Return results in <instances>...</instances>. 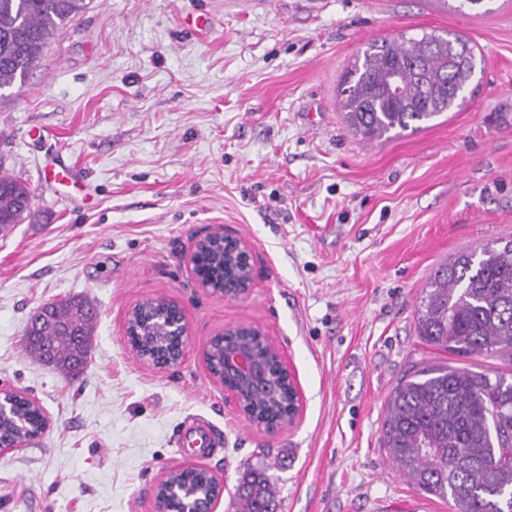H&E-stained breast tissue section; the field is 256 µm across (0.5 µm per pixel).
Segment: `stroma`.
<instances>
[{"label": "stroma", "mask_w": 512, "mask_h": 512, "mask_svg": "<svg viewBox=\"0 0 512 512\" xmlns=\"http://www.w3.org/2000/svg\"><path fill=\"white\" fill-rule=\"evenodd\" d=\"M90 0L28 80L0 98L5 170L35 194L0 234V384L51 421L0 456V512H156L174 467L208 469L235 512L242 473L265 469L277 512H448L411 484L382 438L411 364L441 362L414 315L454 253L512 240V0ZM456 32L477 67L462 106L367 143L340 108L368 42ZM75 181L48 190L51 166ZM248 241L246 300L201 288L186 256L215 226ZM69 296L100 310L83 374L25 349L31 310ZM179 302L181 365L157 370L125 342L128 309ZM248 322L289 357L301 421L248 424L202 351ZM222 438H185L188 420Z\"/></svg>", "instance_id": "1"}]
</instances>
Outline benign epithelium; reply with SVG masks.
<instances>
[{
	"instance_id": "7a95c632",
	"label": "benign epithelium",
	"mask_w": 512,
	"mask_h": 512,
	"mask_svg": "<svg viewBox=\"0 0 512 512\" xmlns=\"http://www.w3.org/2000/svg\"><path fill=\"white\" fill-rule=\"evenodd\" d=\"M208 235L224 241V271L221 285L215 292L230 300H245L249 297L253 283L252 253L249 244L241 237L218 226ZM208 242L200 238L194 242L188 254V266L192 277L201 287L212 288V280L204 268V248ZM159 329L173 336L176 342L174 359L161 363L143 353L137 346L130 349L145 364L158 369H171L182 363L186 356L188 325L183 308L174 304L173 315L161 318ZM224 337L223 366L212 372L224 389L235 399L241 416L265 434L274 436L285 428L295 426L303 414V394L293 366L284 352L256 326L237 323L224 327L219 332ZM274 366L276 376L288 385V416L274 425L252 421L251 408L246 406V397L255 394L260 397L275 393L277 386L269 380L268 366ZM213 493L197 498L194 493H185L189 506L185 512H216L224 494V483L211 475Z\"/></svg>"
}]
</instances>
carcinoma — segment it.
Returning <instances> with one entry per match:
<instances>
[{"label": "carcinoma", "mask_w": 512, "mask_h": 512, "mask_svg": "<svg viewBox=\"0 0 512 512\" xmlns=\"http://www.w3.org/2000/svg\"><path fill=\"white\" fill-rule=\"evenodd\" d=\"M87 6L86 0H0V91L22 85L58 36ZM476 70L474 48L462 35L375 40L354 65L341 90V108L366 142L423 129L449 111ZM26 181L0 164V231L31 214ZM88 300L70 297L26 324L27 351L77 378L92 344ZM417 335L454 357L495 355L512 362V240L459 251L430 276L415 312ZM282 403L260 408L273 421L288 413ZM0 435H34L40 411L13 402ZM383 441L404 477L448 501L450 512H512V379L454 363L409 371L389 394ZM179 484L209 485L203 472L180 471ZM243 512H276V494L263 470L244 473L236 487Z\"/></svg>", "instance_id": "carcinoma-1"}]
</instances>
